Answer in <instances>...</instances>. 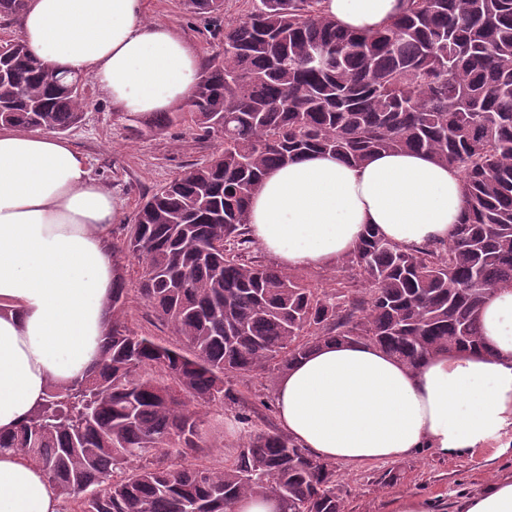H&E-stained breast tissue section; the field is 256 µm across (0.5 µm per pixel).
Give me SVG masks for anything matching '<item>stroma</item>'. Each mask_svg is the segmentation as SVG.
Returning <instances> with one entry per match:
<instances>
[{
	"mask_svg": "<svg viewBox=\"0 0 512 512\" xmlns=\"http://www.w3.org/2000/svg\"><path fill=\"white\" fill-rule=\"evenodd\" d=\"M148 17L177 27L192 40L200 55L212 52L211 19L187 12L183 0H147ZM173 124L159 131L145 127L144 117L114 112L94 84L86 86V107L81 122L63 138L85 158L93 177L118 196L126 220H133L143 199L171 178L206 159L215 142L196 139L190 117L173 110ZM128 305L135 329L171 339L172 334L149 310L137 291L141 267L126 258ZM498 457L482 452L472 456H441L424 448L415 455L387 464L337 466L336 478L345 493L346 512H391L393 499L411 493L433 499L437 512H454L463 492L482 487L492 478L512 474V433Z\"/></svg>",
	"mask_w": 512,
	"mask_h": 512,
	"instance_id": "1",
	"label": "stroma"
}]
</instances>
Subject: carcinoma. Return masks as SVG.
Listing matches in <instances>:
<instances>
[{"label":"carcinoma","mask_w":512,"mask_h":512,"mask_svg":"<svg viewBox=\"0 0 512 512\" xmlns=\"http://www.w3.org/2000/svg\"><path fill=\"white\" fill-rule=\"evenodd\" d=\"M223 6L186 0L194 14ZM222 44L187 103L198 139L221 149L155 189L112 243L96 362L0 434V453L36 464L80 512H231L253 495L284 512H345L335 470L259 428L233 380L274 379L328 341L415 368L478 349L484 295L512 286V0H405L369 33L339 27L325 0H259ZM0 72L1 125L64 133L82 120L77 76L23 42L5 44ZM381 151H422L463 173L466 210L447 244L405 249L370 229L327 288L249 258V202L268 170L311 152L360 164ZM130 255L143 265L137 292L177 343L130 326ZM224 407L247 430L227 465L202 457ZM169 448L195 462H169Z\"/></svg>","instance_id":"cac0c4a2"}]
</instances>
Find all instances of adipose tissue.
Returning <instances> with one entry per match:
<instances>
[{
    "mask_svg": "<svg viewBox=\"0 0 512 512\" xmlns=\"http://www.w3.org/2000/svg\"><path fill=\"white\" fill-rule=\"evenodd\" d=\"M342 27L371 32L402 0H326ZM22 40L45 65L89 76L114 111L168 112L191 99L196 45L148 19L146 0H24ZM465 207L463 176L424 152L354 165L312 153L272 169L250 205L252 240L283 268L334 264L368 229L415 248L450 238ZM121 201L69 142L0 127V431H12L53 382L97 358L112 297L108 231ZM482 347L412 368L362 342H329L295 360L274 392L281 430L315 459L358 466L423 448L498 447L512 431V288L480 309ZM43 472L0 454V512H59ZM456 512H512V477L461 498Z\"/></svg>",
    "mask_w": 512,
    "mask_h": 512,
    "instance_id": "1",
    "label": "adipose tissue"
}]
</instances>
